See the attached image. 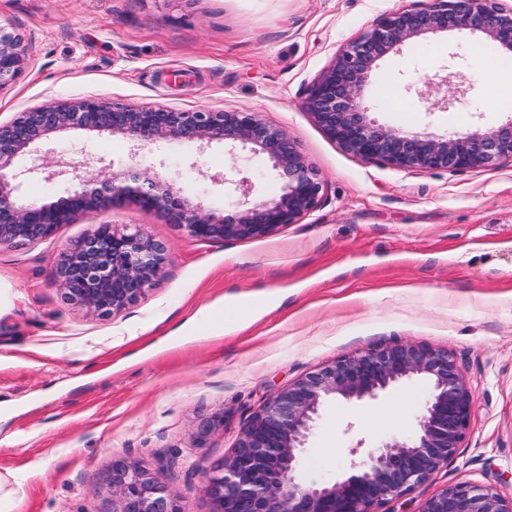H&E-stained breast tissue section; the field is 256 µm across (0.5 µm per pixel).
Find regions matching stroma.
Wrapping results in <instances>:
<instances>
[{"mask_svg":"<svg viewBox=\"0 0 512 512\" xmlns=\"http://www.w3.org/2000/svg\"><path fill=\"white\" fill-rule=\"evenodd\" d=\"M418 0H0V28L28 64L0 91V121L28 107L94 95L184 110L256 112L285 128L321 173L319 207L261 240L202 243L158 213L122 205L104 221L142 225L168 245L161 278L101 318L52 283L64 245H0V512H110L116 459L153 468L190 512H211L205 475L232 451L247 416L318 366L393 341L451 352L474 409L448 466L393 512L470 481L512 496V162L462 172L367 163L329 140L302 106L340 49ZM473 87L447 112H421L400 72L434 77L447 58ZM488 74L477 79V62ZM512 52L465 31L406 44L373 77L375 117L406 131L462 132L506 117ZM66 160L156 167L222 208L209 180L224 151L170 144L130 158L125 141L83 132L52 144ZM425 391L404 384L363 404H329L301 460L305 482L350 470L349 448L415 426ZM223 423L208 428L214 415Z\"/></svg>","mask_w":512,"mask_h":512,"instance_id":"obj_1","label":"stroma"}]
</instances>
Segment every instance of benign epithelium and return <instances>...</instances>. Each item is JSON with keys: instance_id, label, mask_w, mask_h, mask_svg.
I'll list each match as a JSON object with an SVG mask.
<instances>
[{"instance_id": "benign-epithelium-1", "label": "benign epithelium", "mask_w": 512, "mask_h": 512, "mask_svg": "<svg viewBox=\"0 0 512 512\" xmlns=\"http://www.w3.org/2000/svg\"><path fill=\"white\" fill-rule=\"evenodd\" d=\"M467 30L512 52V3L507 0H430L397 10L347 43L307 88L302 106L345 152L367 163L412 170L464 171L512 161V115L491 127L476 124L451 136L407 132L371 117L366 88L379 62L407 42L430 34ZM26 52L18 38L0 32V89L18 78ZM439 81L417 74L415 90L424 111L453 107L470 85L444 66ZM67 131L107 134L131 144L133 153L174 142L199 148L214 144L232 157L237 149L268 160L274 193L256 196L248 176L216 173L210 181L235 197L234 209L208 208L152 169L103 167L79 172L46 149ZM67 173L74 184L50 202L24 203L20 192L35 177L50 182ZM324 180L282 127L234 107L182 110L139 106L98 97L51 101L0 122V245L52 238L79 216H98L122 204L156 212L200 242L259 240L299 223L324 195ZM170 259L168 248L139 225H93L60 255L53 283L66 301L100 317L115 316L155 285ZM421 381L426 392L416 425L392 435L352 460L348 476L305 484L300 455L323 408L343 400L374 401L399 385ZM473 394L453 355L424 343L396 341L343 356L280 390L238 434L231 455L207 477L213 512H391L388 505L425 484L457 455L466 437ZM156 471L118 459L112 466V512H189ZM418 512H512V498L493 485L459 482L425 499Z\"/></svg>"}]
</instances>
